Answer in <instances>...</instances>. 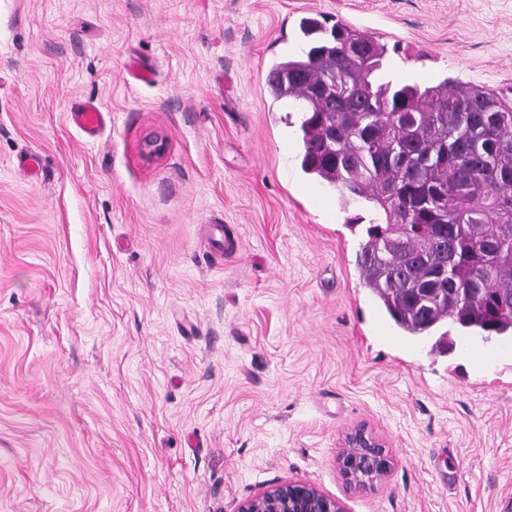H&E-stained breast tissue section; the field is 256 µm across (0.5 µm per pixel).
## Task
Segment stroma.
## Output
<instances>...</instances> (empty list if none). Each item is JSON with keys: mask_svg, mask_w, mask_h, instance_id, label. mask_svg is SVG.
<instances>
[{"mask_svg": "<svg viewBox=\"0 0 512 512\" xmlns=\"http://www.w3.org/2000/svg\"><path fill=\"white\" fill-rule=\"evenodd\" d=\"M319 15L387 45L382 79L512 98V0H0V512H238L288 479L512 507V335L474 364L397 329L356 266L375 212L302 172L267 93ZM360 424L392 466L358 491ZM71 118L89 138H95L101 132L106 122L105 112L91 102L79 104L71 112Z\"/></svg>", "mask_w": 512, "mask_h": 512, "instance_id": "1", "label": "stroma"}]
</instances>
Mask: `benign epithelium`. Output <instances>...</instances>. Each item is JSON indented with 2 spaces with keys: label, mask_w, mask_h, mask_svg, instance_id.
<instances>
[{
  "label": "benign epithelium",
  "mask_w": 512,
  "mask_h": 512,
  "mask_svg": "<svg viewBox=\"0 0 512 512\" xmlns=\"http://www.w3.org/2000/svg\"><path fill=\"white\" fill-rule=\"evenodd\" d=\"M390 460L382 440L364 426L351 429L344 439L341 471L349 485L368 488L384 477ZM239 512H347L345 504L316 485L280 482L247 499Z\"/></svg>",
  "instance_id": "1"
}]
</instances>
